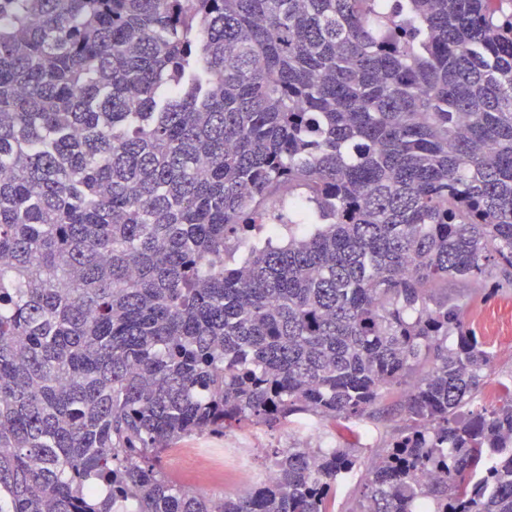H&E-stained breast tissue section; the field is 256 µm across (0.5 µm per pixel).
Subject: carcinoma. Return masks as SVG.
Here are the masks:
<instances>
[{
  "label": "carcinoma",
  "instance_id": "cac0c4a2",
  "mask_svg": "<svg viewBox=\"0 0 512 512\" xmlns=\"http://www.w3.org/2000/svg\"><path fill=\"white\" fill-rule=\"evenodd\" d=\"M451 280L512 288V0H0V512H333L392 412L354 512H512ZM296 414L240 495L161 466ZM234 437L240 441L254 438V447L261 448L257 460L259 470L266 469L265 467L270 464L268 456L273 448L295 446L304 448L308 444H311L313 448H336L338 443L336 437L328 431V427L323 426L316 419L301 416L293 419L287 427L255 430L247 426L228 432L224 436L202 435L186 438L178 443L174 452L191 454L199 459H217L223 469L244 480L250 474L254 458L252 455L243 456L239 453L240 448H244L242 443L228 444L224 448V440ZM206 448L224 449L220 452H210ZM264 479L267 481L275 480V471L270 468L266 469ZM390 423L376 419H366L362 422L363 439L358 454L367 463L375 450L382 448L389 438Z\"/></svg>",
  "mask_w": 512,
  "mask_h": 512
}]
</instances>
